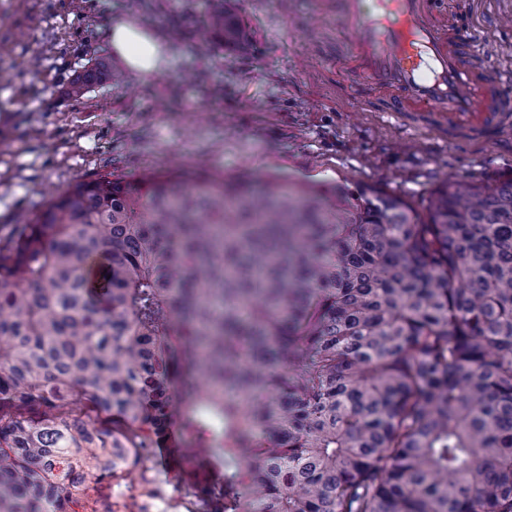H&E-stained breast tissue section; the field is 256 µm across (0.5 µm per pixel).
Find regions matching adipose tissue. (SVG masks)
<instances>
[{"mask_svg": "<svg viewBox=\"0 0 512 512\" xmlns=\"http://www.w3.org/2000/svg\"><path fill=\"white\" fill-rule=\"evenodd\" d=\"M110 44L124 68L141 76L158 71L165 61V45L161 36L142 29L129 17L113 21Z\"/></svg>", "mask_w": 512, "mask_h": 512, "instance_id": "1", "label": "adipose tissue"}]
</instances>
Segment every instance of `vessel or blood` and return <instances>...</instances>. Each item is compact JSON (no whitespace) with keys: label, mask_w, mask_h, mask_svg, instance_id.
Listing matches in <instances>:
<instances>
[{"label":"vessel or blood","mask_w":512,"mask_h":512,"mask_svg":"<svg viewBox=\"0 0 512 512\" xmlns=\"http://www.w3.org/2000/svg\"><path fill=\"white\" fill-rule=\"evenodd\" d=\"M351 65L382 88L394 116L418 109L447 123L449 137L490 144L512 128V95L491 76L474 28L457 30L446 0H343Z\"/></svg>","instance_id":"1"}]
</instances>
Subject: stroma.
I'll list each match as a JSON object with an SVG mask.
<instances>
[{
	"label": "stroma",
	"mask_w": 512,
	"mask_h": 512,
	"mask_svg": "<svg viewBox=\"0 0 512 512\" xmlns=\"http://www.w3.org/2000/svg\"><path fill=\"white\" fill-rule=\"evenodd\" d=\"M341 0H229L245 30L235 46L208 37L207 0H0V236L55 195L104 174L206 170L354 187L370 184L423 209L444 179L512 175V132L493 145L449 138L423 111L393 119L384 93L344 62ZM478 45L512 71V5L477 0ZM129 16L167 43L160 71L121 70L109 32ZM104 67L120 82L71 81ZM127 512H196L176 462L145 455L116 483Z\"/></svg>",
	"instance_id": "stroma-1"
}]
</instances>
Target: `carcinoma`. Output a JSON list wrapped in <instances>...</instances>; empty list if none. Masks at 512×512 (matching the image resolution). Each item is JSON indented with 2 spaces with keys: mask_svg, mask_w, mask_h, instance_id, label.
I'll list each match as a JSON object with an SVG mask.
<instances>
[{
  "mask_svg": "<svg viewBox=\"0 0 512 512\" xmlns=\"http://www.w3.org/2000/svg\"><path fill=\"white\" fill-rule=\"evenodd\" d=\"M172 429L200 512H512V176L422 216L106 174L0 237V512H67Z\"/></svg>",
  "mask_w": 512,
  "mask_h": 512,
  "instance_id": "carcinoma-1",
  "label": "carcinoma"
}]
</instances>
